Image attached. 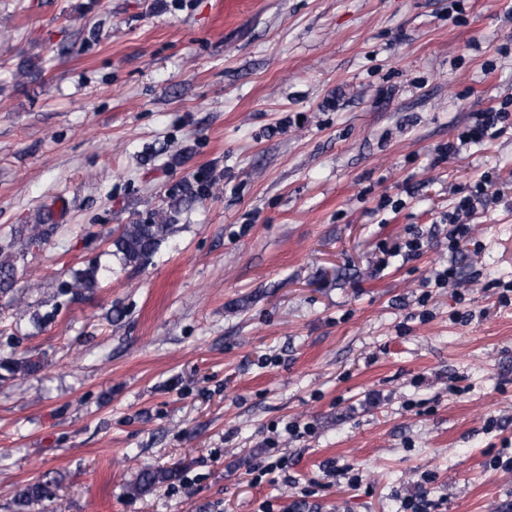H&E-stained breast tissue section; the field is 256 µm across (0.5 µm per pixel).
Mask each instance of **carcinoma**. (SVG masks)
Segmentation results:
<instances>
[{
	"label": "carcinoma",
	"mask_w": 512,
	"mask_h": 512,
	"mask_svg": "<svg viewBox=\"0 0 512 512\" xmlns=\"http://www.w3.org/2000/svg\"><path fill=\"white\" fill-rule=\"evenodd\" d=\"M208 188L201 186L192 189L184 187L176 195L168 208L158 210L149 217L126 224L113 240L112 255L127 266H141L146 264L157 252L161 244L173 232L174 222L182 211V207L189 205L205 195ZM45 229L42 224H34L25 229L19 236L17 244L10 245L12 251L0 257V292H7L14 284L15 263L17 259L30 250L38 240L45 239ZM112 276V269L107 267L89 266L76 272L67 284L68 291L78 296L91 292L100 287L101 283ZM41 367V363L32 358H22L17 361L3 364L9 372H33ZM176 471L166 468H146L139 477L136 491L143 492L152 489L155 485L172 480ZM48 494V483L35 482L26 485L17 494L15 505L18 512H25L32 504L40 501Z\"/></svg>",
	"instance_id": "1"
}]
</instances>
